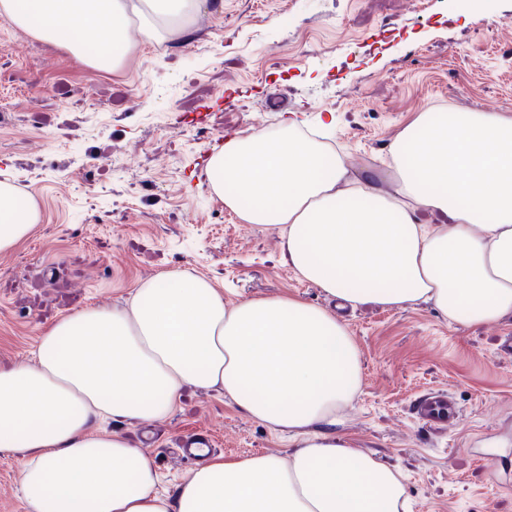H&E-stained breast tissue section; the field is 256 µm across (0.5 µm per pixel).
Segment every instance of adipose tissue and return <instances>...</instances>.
I'll return each mask as SVG.
<instances>
[{"label":"adipose tissue","instance_id":"ef3b65f1","mask_svg":"<svg viewBox=\"0 0 512 512\" xmlns=\"http://www.w3.org/2000/svg\"><path fill=\"white\" fill-rule=\"evenodd\" d=\"M208 0H0V18L117 70L131 28L160 42ZM397 188L351 179L344 159L298 133L226 139L212 190L247 224L276 232L298 276L329 297L401 307L429 301L449 320L512 313V116L423 112L390 144ZM446 216L420 224L419 212ZM0 182V251L38 223ZM362 384L357 346L323 307L296 297L225 306L186 271L136 288L129 308L87 307L39 339L34 364L0 368V454L21 459L27 512H406L399 473L329 432ZM218 389L248 417L300 438L283 457L204 460L174 498L150 461L96 419L164 418L184 386Z\"/></svg>","mask_w":512,"mask_h":512}]
</instances>
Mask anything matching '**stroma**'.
I'll use <instances>...</instances> for the list:
<instances>
[{"label":"stroma","instance_id":"stroma-1","mask_svg":"<svg viewBox=\"0 0 512 512\" xmlns=\"http://www.w3.org/2000/svg\"><path fill=\"white\" fill-rule=\"evenodd\" d=\"M429 108L512 116V0H219L112 72L0 19V181L39 212L0 252V366L32 363L58 319L128 307L171 271L208 281L228 306L295 296L334 309L352 336L362 385L336 434L404 474L410 512H512V313L477 324L429 302L335 306L205 175L214 142L275 129L288 112L351 174L372 171L387 189L392 139ZM431 391L455 399L458 424L415 417ZM95 430L138 448L164 496L192 468L177 453L191 435L210 434L226 460L296 447L195 388L162 419ZM486 451L501 454L498 468L483 465ZM20 469L0 456V512H27Z\"/></svg>","mask_w":512,"mask_h":512}]
</instances>
